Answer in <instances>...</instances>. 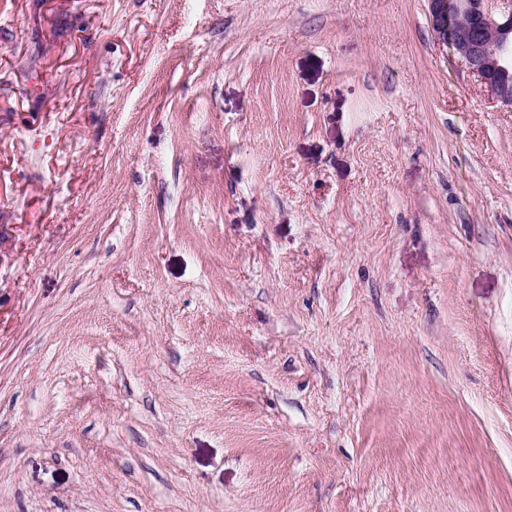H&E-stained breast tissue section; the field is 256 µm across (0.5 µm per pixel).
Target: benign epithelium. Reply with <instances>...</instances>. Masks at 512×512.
<instances>
[{"instance_id":"benign-epithelium-1","label":"benign epithelium","mask_w":512,"mask_h":512,"mask_svg":"<svg viewBox=\"0 0 512 512\" xmlns=\"http://www.w3.org/2000/svg\"><path fill=\"white\" fill-rule=\"evenodd\" d=\"M437 44L512 108V0H427Z\"/></svg>"}]
</instances>
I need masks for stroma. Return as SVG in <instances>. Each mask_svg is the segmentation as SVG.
Listing matches in <instances>:
<instances>
[{"label":"stroma","instance_id":"obj_1","mask_svg":"<svg viewBox=\"0 0 512 512\" xmlns=\"http://www.w3.org/2000/svg\"><path fill=\"white\" fill-rule=\"evenodd\" d=\"M0 512H512V108L426 0H0Z\"/></svg>","mask_w":512,"mask_h":512}]
</instances>
